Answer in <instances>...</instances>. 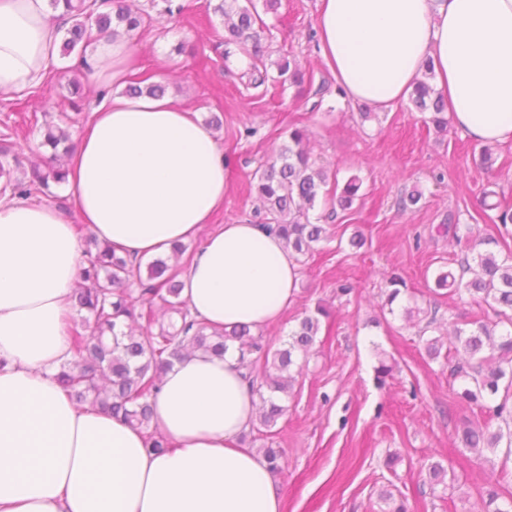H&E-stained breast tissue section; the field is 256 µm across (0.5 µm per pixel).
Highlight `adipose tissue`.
<instances>
[{"mask_svg":"<svg viewBox=\"0 0 512 512\" xmlns=\"http://www.w3.org/2000/svg\"><path fill=\"white\" fill-rule=\"evenodd\" d=\"M61 29L46 0H0V91L39 85ZM319 51L354 102L391 107L430 72L455 128L512 141V0H319ZM128 36L92 46L90 77L121 83ZM81 223L141 259L198 241L177 268L181 297L210 326L281 320L299 283L282 239L260 224L207 231L224 203V151L178 100L107 93L68 161ZM82 247L55 206L0 202V512H283L262 454L239 445L257 397L236 350L195 352L163 376L154 423L176 449L60 391Z\"/></svg>","mask_w":512,"mask_h":512,"instance_id":"ef3b65f1","label":"adipose tissue"}]
</instances>
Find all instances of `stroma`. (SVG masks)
<instances>
[{
    "label": "stroma",
    "mask_w": 512,
    "mask_h": 512,
    "mask_svg": "<svg viewBox=\"0 0 512 512\" xmlns=\"http://www.w3.org/2000/svg\"><path fill=\"white\" fill-rule=\"evenodd\" d=\"M178 2L181 12L170 16L163 0H134L152 22L133 34L129 77L165 84L167 96L202 121L219 120L216 134L228 163L224 205L212 228L263 223L253 173L296 127L305 129L317 166L339 181L356 176L362 182L352 208L328 222L330 242L298 256L297 295L266 330L278 347L306 313L320 305L330 312L276 427L285 450L276 477L284 512H392L398 501L410 512H478L491 478L512 493V461L486 463L457 439L458 430L488 414L454 402L448 363L431 359L419 334L429 313H436L434 333L442 337L456 315L476 312L435 292L436 272L462 252L452 236L438 231L449 216L495 238L496 252H512V223L501 224L479 207L483 192L492 191L502 208L512 210V143L492 146L488 170L479 163V143L454 129L437 134L409 101L361 120L369 104L337 95L319 54L318 0H280L277 11L264 16L270 30L262 43L274 56L295 59L315 80H326L321 96L293 87L270 95L248 86L237 58L224 56V19L209 0ZM70 64V56H60L41 86L0 99V120L18 134L22 164L14 176L51 153L31 116L75 136L90 121L95 98L72 95V80L83 74ZM414 189L424 193L419 209L398 210V198ZM354 237L360 247L351 246ZM393 275L405 286L386 311L383 293ZM346 282L352 293L339 295L337 286ZM411 300L421 313L409 321L403 307ZM383 360L393 370L381 379L376 368ZM435 461L454 471L453 487L431 486L427 467ZM385 490L392 491L391 501L381 500Z\"/></svg>",
    "instance_id": "1"
}]
</instances>
